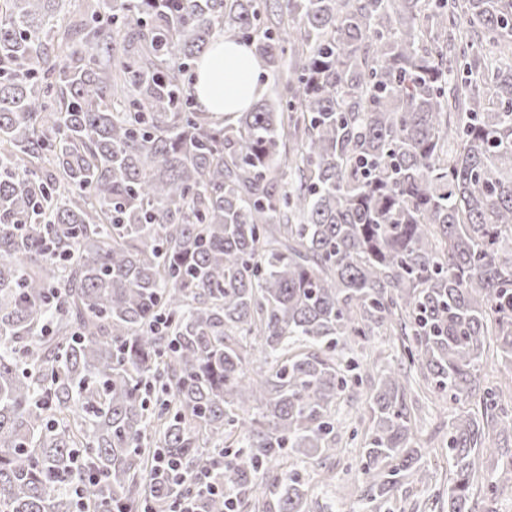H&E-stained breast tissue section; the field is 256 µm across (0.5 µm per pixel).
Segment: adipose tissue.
I'll use <instances>...</instances> for the list:
<instances>
[{
    "label": "adipose tissue",
    "instance_id": "ef3b65f1",
    "mask_svg": "<svg viewBox=\"0 0 512 512\" xmlns=\"http://www.w3.org/2000/svg\"><path fill=\"white\" fill-rule=\"evenodd\" d=\"M259 73L251 47L216 36L198 63L199 108L225 116L248 110L265 92Z\"/></svg>",
    "mask_w": 512,
    "mask_h": 512
}]
</instances>
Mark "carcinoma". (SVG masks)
Wrapping results in <instances>:
<instances>
[{
    "label": "carcinoma",
    "mask_w": 512,
    "mask_h": 512,
    "mask_svg": "<svg viewBox=\"0 0 512 512\" xmlns=\"http://www.w3.org/2000/svg\"><path fill=\"white\" fill-rule=\"evenodd\" d=\"M0 0V512H307L295 470L343 452L363 379L361 512L431 472L402 383L474 407L448 427V512H473L490 337L512 372V0ZM280 91L194 107L212 39ZM294 73L296 79L288 78ZM294 147L286 149V142ZM179 463L158 475L155 458ZM208 456L224 493L187 473ZM396 344L393 338L389 336H373L371 341L364 348L355 347L349 352L348 357H354L360 364L368 363L371 374H377L383 368L392 363V358L396 354Z\"/></svg>",
    "instance_id": "obj_1"
}]
</instances>
